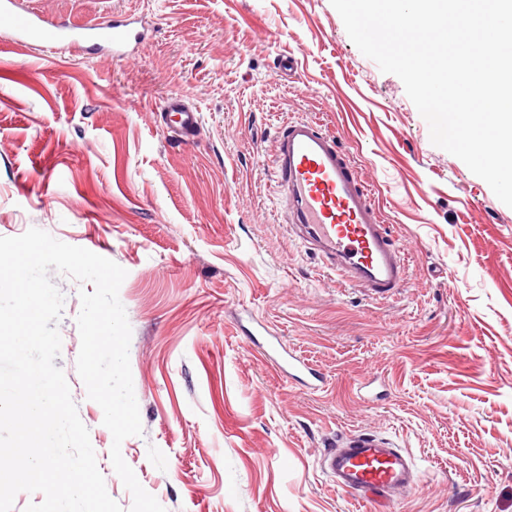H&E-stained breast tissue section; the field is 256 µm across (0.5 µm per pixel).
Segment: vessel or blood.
I'll list each match as a JSON object with an SVG mask.
<instances>
[{
	"instance_id": "b4317fda",
	"label": "vessel or blood",
	"mask_w": 512,
	"mask_h": 512,
	"mask_svg": "<svg viewBox=\"0 0 512 512\" xmlns=\"http://www.w3.org/2000/svg\"><path fill=\"white\" fill-rule=\"evenodd\" d=\"M0 25L11 30L16 43L49 51L71 45L122 55L144 37L127 20L51 21L37 12H18L15 0H0ZM164 110L178 137L189 141L197 111L178 96L169 97ZM273 170L292 235L350 286L376 300L395 295L405 283V258L341 142L315 122L288 120L275 139ZM322 463L337 488L376 502L393 499L416 482L411 454L373 431L338 436Z\"/></svg>"
}]
</instances>
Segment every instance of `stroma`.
<instances>
[{
    "label": "stroma",
    "mask_w": 512,
    "mask_h": 512,
    "mask_svg": "<svg viewBox=\"0 0 512 512\" xmlns=\"http://www.w3.org/2000/svg\"><path fill=\"white\" fill-rule=\"evenodd\" d=\"M51 19L139 17L127 58L21 47L0 26V237L42 229L124 268L143 433L121 454L166 512H512V208L435 146L401 79L350 39L330 0H19ZM298 71L284 75L281 57ZM178 95L201 125L174 140ZM339 137L408 279L367 299L288 229L272 160L282 120ZM54 364L108 494L133 498L76 360L81 283ZM279 337L323 375L308 389L263 357ZM371 429L415 458L380 504L321 468Z\"/></svg>",
    "instance_id": "obj_1"
}]
</instances>
